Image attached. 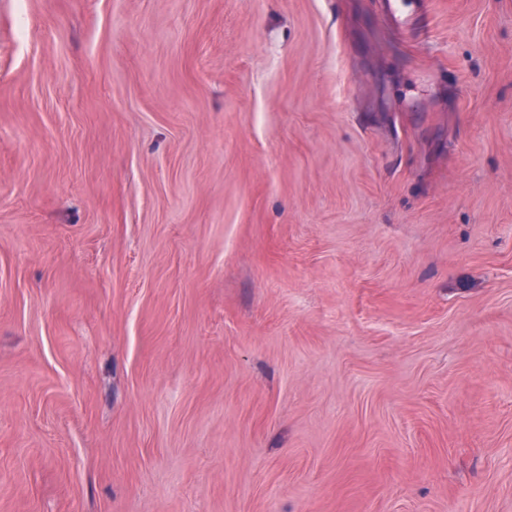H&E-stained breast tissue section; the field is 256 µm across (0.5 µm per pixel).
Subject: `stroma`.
Wrapping results in <instances>:
<instances>
[{"label":"stroma","mask_w":512,"mask_h":512,"mask_svg":"<svg viewBox=\"0 0 512 512\" xmlns=\"http://www.w3.org/2000/svg\"><path fill=\"white\" fill-rule=\"evenodd\" d=\"M0 0V512H512V0Z\"/></svg>","instance_id":"stroma-1"}]
</instances>
